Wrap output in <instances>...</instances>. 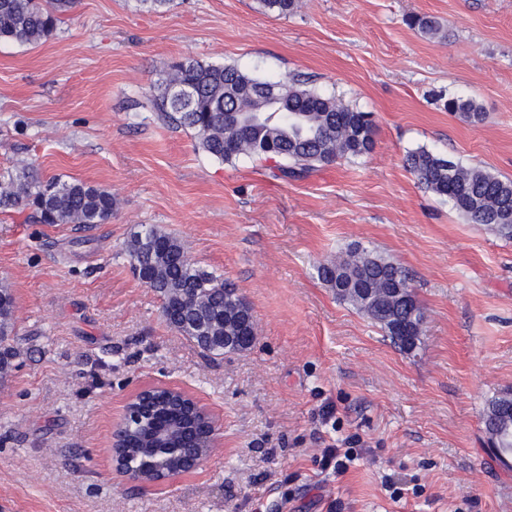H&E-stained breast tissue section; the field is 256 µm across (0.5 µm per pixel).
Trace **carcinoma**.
I'll return each instance as SVG.
<instances>
[{"mask_svg": "<svg viewBox=\"0 0 512 512\" xmlns=\"http://www.w3.org/2000/svg\"><path fill=\"white\" fill-rule=\"evenodd\" d=\"M261 7L286 16L296 0H259ZM70 0H0V41L35 45L56 29L58 13ZM409 25L433 34L439 22L415 15ZM266 81L233 64L195 60L177 63L173 73L157 86L152 105L162 120L194 133L198 148L210 157L231 163L241 156L274 163L273 176L299 179L316 167L339 159L368 154L373 147L367 114L342 100L325 95L301 80L283 81L288 89L280 118L255 120L252 110L261 103L256 89ZM235 97L241 126L224 119V96ZM444 108L478 124L485 113L472 99L451 98ZM406 165L427 191L452 202L471 224H484L512 237V180L480 168H467L427 149L406 156ZM0 208L33 210L42 224H104L112 218V194L105 188L58 178L42 180L36 169L0 171ZM126 253L139 280L162 299L169 325L210 356L247 351L256 343L254 317L236 288L213 271L185 258L181 243L155 225L132 233ZM319 279L336 289V298L348 302L383 328L400 349L413 351L423 331L424 313L416 298L405 303L393 286L409 282L402 267L364 248L350 258L318 267ZM14 296L0 286V371L14 357L10 344L15 333ZM185 412L165 393L154 395L141 424L126 431L121 457L126 472L137 474L159 465L173 471L177 453L153 446L155 435L182 421ZM484 432L495 442L491 449L503 465L512 460V393L492 398L482 414Z\"/></svg>", "mask_w": 512, "mask_h": 512, "instance_id": "1", "label": "carcinoma"}]
</instances>
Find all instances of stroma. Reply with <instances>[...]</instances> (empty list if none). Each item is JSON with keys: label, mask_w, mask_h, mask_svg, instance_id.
Returning a JSON list of instances; mask_svg holds the SVG:
<instances>
[{"label": "stroma", "mask_w": 512, "mask_h": 512, "mask_svg": "<svg viewBox=\"0 0 512 512\" xmlns=\"http://www.w3.org/2000/svg\"><path fill=\"white\" fill-rule=\"evenodd\" d=\"M437 18L422 35L412 15ZM295 77L371 113L374 147L299 180L219 162L149 96L177 61ZM474 99L477 125L445 110ZM426 148L512 179V0H72L37 45L0 42V169L108 189L90 228L0 210L16 356L0 377V512H512L482 413L512 391V238L468 223L406 166ZM177 237L250 305L247 352L204 355L133 273L131 228ZM360 246L406 270L425 313L406 353L337 300L319 264ZM158 383L216 414L197 470H116L125 400ZM350 450L343 474L324 448Z\"/></svg>", "instance_id": "35a3bbf8"}]
</instances>
